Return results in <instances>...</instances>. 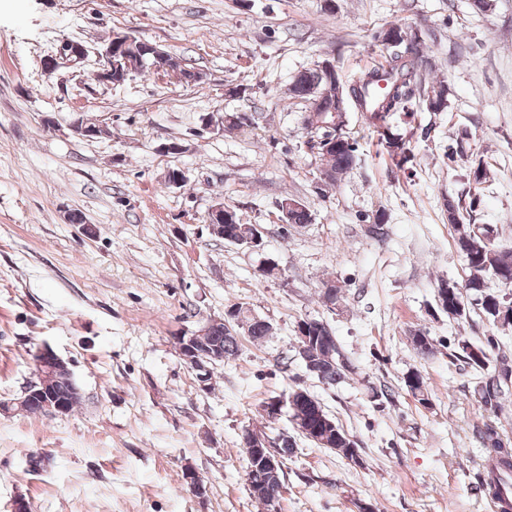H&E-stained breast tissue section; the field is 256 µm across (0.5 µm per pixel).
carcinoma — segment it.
<instances>
[{
  "mask_svg": "<svg viewBox=\"0 0 512 512\" xmlns=\"http://www.w3.org/2000/svg\"><path fill=\"white\" fill-rule=\"evenodd\" d=\"M400 31L402 26L395 24L382 29L378 34V40L387 49L385 64L343 81L335 68L317 63L295 75L288 92L292 98L302 101L308 100L315 93L327 111L336 108L338 98L347 100L357 111L367 114L369 126L378 135V146L387 154L392 164L401 169L411 162V155L403 138L391 130L392 117L400 112L412 114V98L416 88L422 91V105L426 111H445L448 107V88L441 82L431 85L426 83V75L431 66L423 51L427 33L419 29L402 38ZM162 61L179 74V80L187 84L202 79L200 73L185 67L182 60L168 52L162 57ZM330 136L336 139V148L325 156L319 155V158L321 164L331 170L325 183L334 185L356 168L358 140L349 129L335 135L326 127L317 129V137ZM476 204L475 198L468 202L462 197L446 200L448 223L456 232L457 250L465 266L466 292L462 293L456 288L458 282L443 280L438 288V295L444 297L445 311L448 314L457 315L460 307L467 312L475 304L494 326L511 328L512 294L508 289L512 288V246L502 243L494 230L488 227L477 228L473 224L464 223V213L473 211ZM311 222L312 212L302 203L288 213V224L292 227ZM248 321L249 341L261 343L270 336V329L263 320L250 317ZM307 335L328 339L326 347L320 350V355L323 356L320 363L324 371L319 381L327 385L340 383L346 373L353 370V366L342 352L332 326L326 321L313 319L307 323ZM410 341L421 355L428 357L434 353L433 339L425 333H412ZM208 342L220 348L224 352V358L229 359L238 354L241 337L233 335L224 327V323L214 322L208 328ZM486 343L487 347L484 348L460 341L449 357L473 368L482 369L490 357L486 348L494 349L497 345L493 336L486 337ZM497 362L501 373L481 382L477 389L480 403L493 414L507 400L503 384L512 374L511 359L503 354L497 357ZM404 387L419 403H429L428 386L421 373L406 375ZM319 408L320 402L306 391L294 400L291 415L295 419H307L313 423L316 421L315 410ZM478 438L489 452L490 468L487 477L480 479L477 489L481 493L487 491L500 498L502 487L512 486V447L492 425L479 430ZM282 481L283 469H278L274 476L257 468L253 459H247V482L253 486L251 495L262 506L268 505L270 496L277 493Z\"/></svg>",
  "mask_w": 512,
  "mask_h": 512,
  "instance_id": "carcinoma-1",
  "label": "carcinoma"
}]
</instances>
